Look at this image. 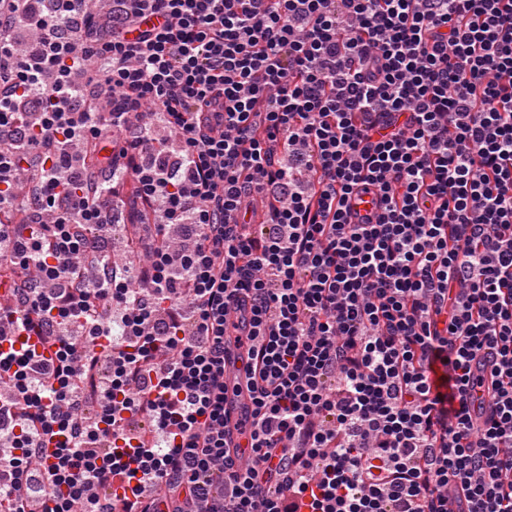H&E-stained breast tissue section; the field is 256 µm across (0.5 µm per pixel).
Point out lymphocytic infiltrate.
<instances>
[{
  "label": "lymphocytic infiltrate",
  "instance_id": "obj_1",
  "mask_svg": "<svg viewBox=\"0 0 512 512\" xmlns=\"http://www.w3.org/2000/svg\"><path fill=\"white\" fill-rule=\"evenodd\" d=\"M108 2L0 0V512H512V0ZM125 176L190 248L96 254ZM244 364L245 361L238 356V352L234 349L232 350L231 362L226 363L224 367V383L227 387V402L225 408L230 410L235 417H238L243 407L249 404L248 398L244 393L240 396H236L233 392L236 382L244 379Z\"/></svg>",
  "mask_w": 512,
  "mask_h": 512
}]
</instances>
